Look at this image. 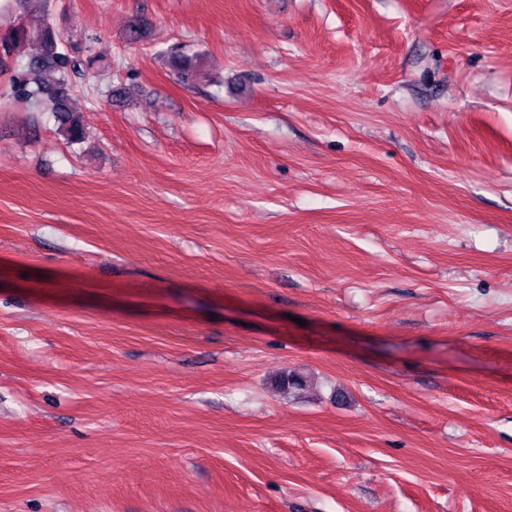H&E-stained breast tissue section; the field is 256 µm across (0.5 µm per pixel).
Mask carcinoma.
I'll list each match as a JSON object with an SVG mask.
<instances>
[{
  "label": "carcinoma",
  "instance_id": "obj_1",
  "mask_svg": "<svg viewBox=\"0 0 512 512\" xmlns=\"http://www.w3.org/2000/svg\"><path fill=\"white\" fill-rule=\"evenodd\" d=\"M21 34L31 42L32 52L27 61L19 65L18 91L23 98L37 104L49 101L50 111L62 128L71 139H79L81 128L68 107V96L70 76L79 73L84 63L59 50L58 33L43 20L21 28Z\"/></svg>",
  "mask_w": 512,
  "mask_h": 512
}]
</instances>
